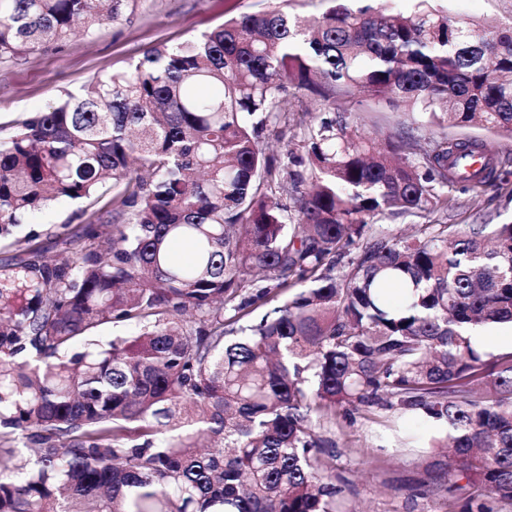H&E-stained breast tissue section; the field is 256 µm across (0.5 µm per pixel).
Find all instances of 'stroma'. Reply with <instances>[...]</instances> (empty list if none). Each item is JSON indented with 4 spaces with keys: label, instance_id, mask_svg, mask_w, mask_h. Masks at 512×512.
<instances>
[{
    "label": "stroma",
    "instance_id": "1",
    "mask_svg": "<svg viewBox=\"0 0 512 512\" xmlns=\"http://www.w3.org/2000/svg\"><path fill=\"white\" fill-rule=\"evenodd\" d=\"M273 0H135L132 11L112 22L94 26L85 38H74L0 62V129L30 112L46 108L63 92H82L98 76L136 64L144 53L173 44L221 25L228 16L262 12ZM451 15L479 23L512 17V0H445ZM501 188L481 195L458 192L448 213L429 216L432 224H494L512 221V164L502 170ZM83 205L63 202L36 217L41 244L56 251L65 227L90 222ZM399 426L412 436L407 448L395 445L383 416L364 412L336 416L338 448L332 460L344 482L345 512H448L445 493L422 496L418 485L427 478L422 445L439 428L418 417H403Z\"/></svg>",
    "mask_w": 512,
    "mask_h": 512
}]
</instances>
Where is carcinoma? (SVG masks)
<instances>
[{
    "label": "carcinoma",
    "mask_w": 512,
    "mask_h": 512,
    "mask_svg": "<svg viewBox=\"0 0 512 512\" xmlns=\"http://www.w3.org/2000/svg\"><path fill=\"white\" fill-rule=\"evenodd\" d=\"M133 3L0 0V60ZM360 93L418 119L378 144ZM450 127L512 140V19L442 0L243 14L17 121L0 241L115 194L79 250L31 229L0 264V512H338L336 414L375 409L446 426L454 512L512 505V353L471 334L512 326V224L384 227L496 186L500 152Z\"/></svg>",
    "instance_id": "cac0c4a2"
}]
</instances>
